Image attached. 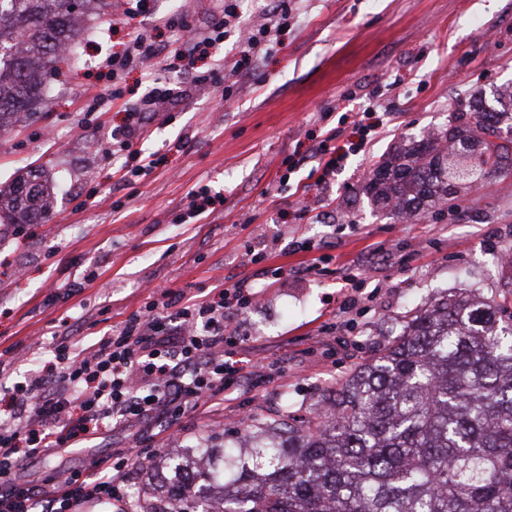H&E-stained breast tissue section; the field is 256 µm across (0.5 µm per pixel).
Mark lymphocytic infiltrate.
Here are the masks:
<instances>
[{"mask_svg": "<svg viewBox=\"0 0 512 512\" xmlns=\"http://www.w3.org/2000/svg\"><path fill=\"white\" fill-rule=\"evenodd\" d=\"M264 14V22L254 25L240 46L242 60L275 48V35L291 15L289 0H276ZM239 19L229 0L209 33L196 35L183 16L166 18L164 24L186 34L180 55L191 61L201 50L220 49ZM164 51L150 29L138 27L125 51L105 63L118 74L149 65ZM173 95L170 85L152 87L128 109L125 123L113 129L103 158L134 176L148 174L153 161L135 136L144 130L146 115L166 111ZM254 296L246 281L202 300L183 291L162 293L96 343L83 348L72 337H60L42 369L12 384L0 383V512H75L85 502L126 498L145 458L125 448L114 451L111 464L93 463L85 473L57 472L33 482L20 479L18 472L29 459L80 447L104 431L125 430L137 438L156 428L170 431L192 411H222L252 369L237 356L244 341L239 328L224 319L228 312L252 306Z\"/></svg>", "mask_w": 512, "mask_h": 512, "instance_id": "obj_1", "label": "lymphocytic infiltrate"}]
</instances>
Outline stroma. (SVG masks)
<instances>
[{
	"label": "stroma",
	"mask_w": 512,
	"mask_h": 512,
	"mask_svg": "<svg viewBox=\"0 0 512 512\" xmlns=\"http://www.w3.org/2000/svg\"><path fill=\"white\" fill-rule=\"evenodd\" d=\"M291 7L282 49L239 71V33L219 56L200 55L190 67L175 56L178 32L158 23L182 12L207 30L224 0H146L131 26L93 15L36 115L0 137V188L30 169L47 170L54 185L47 223L0 238V353L17 367L50 359L64 334L83 347L95 343L153 290L202 299L245 279L258 294L251 309L228 319L246 335L240 358L256 369L223 416L186 414L172 441L153 434L132 441L117 431L26 461L24 479L84 470L111 459L116 445L151 448L152 466L128 493L161 510L170 457L238 444L239 412L308 411L377 355L407 312L464 289L489 296L512 288V265L498 262L512 253V175L460 194L457 207L401 221L365 190L374 164L404 140L446 125L480 93L512 86V0H292ZM136 26L155 27L169 53L153 69L113 78L102 61L124 49ZM219 60L231 71L226 99L193 84ZM158 81L183 91L143 144L158 164L120 180L99 144L122 125L123 109L107 105L87 125L79 120L97 95L117 87L132 104ZM365 106L383 122L378 134L330 185L318 186L306 149L329 135L353 142L354 114ZM205 184L217 196L214 212L180 223L188 194ZM249 247L265 252L263 266L246 260Z\"/></svg>",
	"instance_id": "obj_1"
}]
</instances>
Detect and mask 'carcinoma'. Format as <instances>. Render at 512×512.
I'll return each mask as SVG.
<instances>
[{"mask_svg":"<svg viewBox=\"0 0 512 512\" xmlns=\"http://www.w3.org/2000/svg\"><path fill=\"white\" fill-rule=\"evenodd\" d=\"M112 0H0V131L29 118L80 33L73 18ZM374 169L369 193L392 214L418 216L480 178L512 174V125L482 108ZM490 129L480 158L457 138ZM53 192L39 170L0 189V211L41 224ZM276 439L209 456L220 511L197 506L210 488L180 462L165 479L174 512H512V290L443 298L404 316L380 353L356 365L304 415L263 422Z\"/></svg>","mask_w":512,"mask_h":512,"instance_id":"obj_1","label":"carcinoma"}]
</instances>
